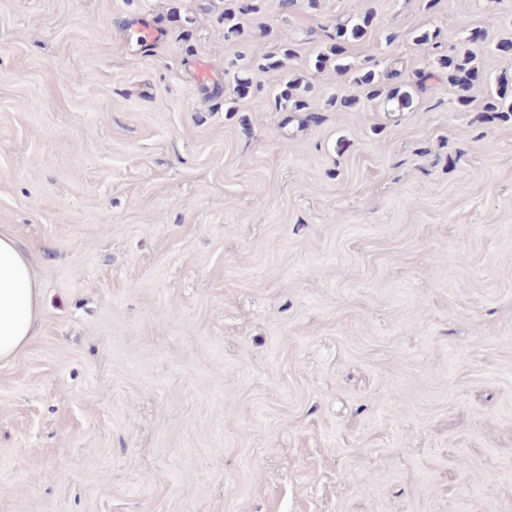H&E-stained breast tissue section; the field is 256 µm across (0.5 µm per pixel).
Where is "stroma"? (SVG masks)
Wrapping results in <instances>:
<instances>
[{
	"label": "stroma",
	"mask_w": 512,
	"mask_h": 512,
	"mask_svg": "<svg viewBox=\"0 0 512 512\" xmlns=\"http://www.w3.org/2000/svg\"><path fill=\"white\" fill-rule=\"evenodd\" d=\"M234 2L0 0V229L44 290L0 512H512V0H262L232 35ZM439 37L440 32L435 34L424 33L418 37V41L422 44H431L434 50L439 51L438 60L441 68L446 73L448 83L458 88V104L466 107L470 102L469 96L466 93L470 89L471 82L478 77L479 70L476 67L470 66L472 59L469 55L460 57L445 51L447 47L442 40H438Z\"/></svg>",
	"instance_id": "1"
}]
</instances>
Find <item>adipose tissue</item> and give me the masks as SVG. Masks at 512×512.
Segmentation results:
<instances>
[{
	"instance_id": "1",
	"label": "adipose tissue",
	"mask_w": 512,
	"mask_h": 512,
	"mask_svg": "<svg viewBox=\"0 0 512 512\" xmlns=\"http://www.w3.org/2000/svg\"><path fill=\"white\" fill-rule=\"evenodd\" d=\"M43 287L30 252L0 231V362L14 358L37 335Z\"/></svg>"
}]
</instances>
